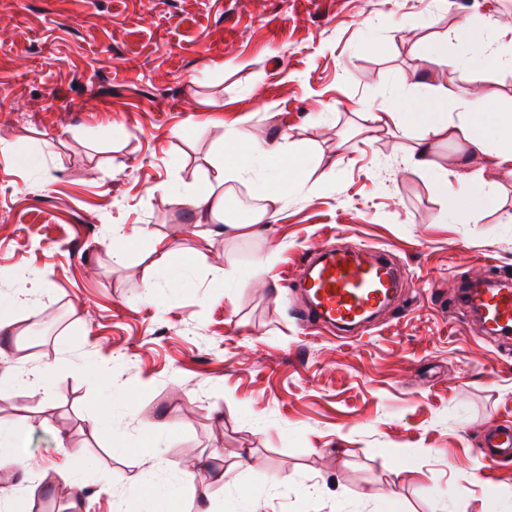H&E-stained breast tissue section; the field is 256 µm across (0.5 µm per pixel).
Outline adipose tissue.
<instances>
[{
    "label": "adipose tissue",
    "mask_w": 512,
    "mask_h": 512,
    "mask_svg": "<svg viewBox=\"0 0 512 512\" xmlns=\"http://www.w3.org/2000/svg\"><path fill=\"white\" fill-rule=\"evenodd\" d=\"M458 57L429 50L423 58L421 79L427 80V96L418 105L405 111L369 112L365 118L375 127H394L405 131L407 127L418 130V142L409 147L406 162L412 171L432 175L439 192H447L449 173L446 167L432 157L433 144L453 140L468 145L487 157L490 164L512 175V113L502 112L489 105H476L475 101L458 96L446 86L431 84L429 78L441 67L453 68ZM457 110V118H450L449 110ZM273 164L275 175L264 182L263 204L253 210L243 222L225 220L227 197L224 185L230 180L250 176L256 164ZM308 173L307 166L290 143L288 134L260 140L240 130H224L222 153L212 165V171L203 185L179 192L180 205L193 210L199 223H222L225 231L238 235L259 236L268 224L274 223L283 209L291 184L302 181ZM457 179L465 184L463 193L453 196L456 212L474 224L480 213L493 205L492 188L485 182L479 168L461 167Z\"/></svg>",
    "instance_id": "adipose-tissue-1"
}]
</instances>
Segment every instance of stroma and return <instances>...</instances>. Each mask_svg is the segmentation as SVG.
Instances as JSON below:
<instances>
[{
    "label": "stroma",
    "instance_id": "obj_1",
    "mask_svg": "<svg viewBox=\"0 0 512 512\" xmlns=\"http://www.w3.org/2000/svg\"><path fill=\"white\" fill-rule=\"evenodd\" d=\"M491 14L512 19V0H0V141L28 155L0 158V294L43 315L0 343L12 512L41 496L144 512L149 486L182 512H245L250 495L260 512H486L512 494V457L480 452L512 426V339L448 311L465 282L512 278V178L484 166L497 203L465 223L398 131L362 118L423 95L430 45L464 58L437 79L469 94L482 54L449 34ZM228 124L286 131L310 177L267 236L205 242L171 192L205 181ZM159 238L190 259L172 290ZM359 245L400 269L392 306L342 337L303 325L287 280ZM46 367L47 389L28 384ZM154 419L171 432L147 450ZM21 461L16 430L0 423V468L17 465Z\"/></svg>",
    "mask_w": 512,
    "mask_h": 512
}]
</instances>
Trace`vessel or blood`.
I'll use <instances>...</instances> for the list:
<instances>
[{"mask_svg":"<svg viewBox=\"0 0 512 512\" xmlns=\"http://www.w3.org/2000/svg\"><path fill=\"white\" fill-rule=\"evenodd\" d=\"M397 280L384 250H376L368 261L340 247L318 252L305 261L298 313L306 322L345 331L386 307ZM460 305L478 309L484 322L512 327V288L464 292Z\"/></svg>","mask_w":512,"mask_h":512,"instance_id":"b4317fda","label":"vessel or blood"}]
</instances>
